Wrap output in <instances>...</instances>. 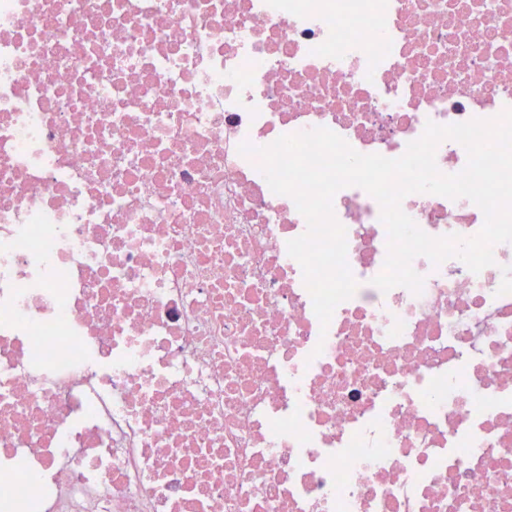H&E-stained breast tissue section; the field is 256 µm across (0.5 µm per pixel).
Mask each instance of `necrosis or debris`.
Returning a JSON list of instances; mask_svg holds the SVG:
<instances>
[{
	"label": "necrosis or debris",
	"mask_w": 512,
	"mask_h": 512,
	"mask_svg": "<svg viewBox=\"0 0 512 512\" xmlns=\"http://www.w3.org/2000/svg\"><path fill=\"white\" fill-rule=\"evenodd\" d=\"M512 108V0H0V512H512V243L321 327L249 142L395 159ZM432 237L466 198L407 195Z\"/></svg>",
	"instance_id": "4bbe7bcc"
}]
</instances>
